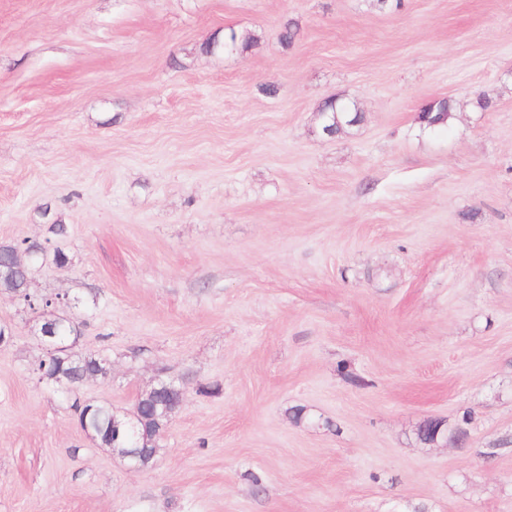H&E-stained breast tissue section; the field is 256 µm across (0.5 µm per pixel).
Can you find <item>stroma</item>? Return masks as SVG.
<instances>
[{"label":"stroma","instance_id":"obj_1","mask_svg":"<svg viewBox=\"0 0 512 512\" xmlns=\"http://www.w3.org/2000/svg\"><path fill=\"white\" fill-rule=\"evenodd\" d=\"M232 29L258 44L203 50ZM330 99L361 123L324 134ZM22 238L71 260L32 293L92 303L58 309L112 362L81 399L187 392L128 469L1 295L0 512H512V0H0ZM466 411L464 443L418 439ZM452 114V107L447 99H435L421 107L419 119L425 128L432 129L448 125Z\"/></svg>","mask_w":512,"mask_h":512}]
</instances>
